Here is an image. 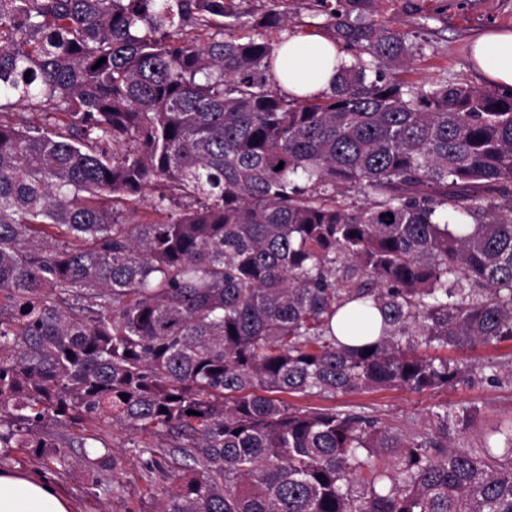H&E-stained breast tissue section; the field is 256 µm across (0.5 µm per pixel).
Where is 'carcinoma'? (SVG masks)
<instances>
[{"instance_id":"obj_1","label":"carcinoma","mask_w":512,"mask_h":512,"mask_svg":"<svg viewBox=\"0 0 512 512\" xmlns=\"http://www.w3.org/2000/svg\"><path fill=\"white\" fill-rule=\"evenodd\" d=\"M312 2L353 57L298 99L235 0H0V447L60 470L34 423L164 431L157 512H512V421L465 447L464 407L288 404L436 390L471 370L435 350L512 341V93L405 82L376 0ZM346 306L375 340L339 341Z\"/></svg>"}]
</instances>
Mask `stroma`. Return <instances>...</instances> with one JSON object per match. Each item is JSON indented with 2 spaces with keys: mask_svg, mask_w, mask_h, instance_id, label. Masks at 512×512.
<instances>
[{
  "mask_svg": "<svg viewBox=\"0 0 512 512\" xmlns=\"http://www.w3.org/2000/svg\"><path fill=\"white\" fill-rule=\"evenodd\" d=\"M422 13L431 16L423 21L420 15L406 9V0H377L380 14L392 18L397 29L408 33L416 49V60L403 78L409 82L421 80L448 81L472 87H482L483 81L473 68L470 44L474 38L493 29H512V0H417ZM281 10L288 13V27L266 32L252 25L237 27L241 36L267 38L279 42L287 34L307 30H322L327 16L311 8L309 0H282ZM448 358L471 366L470 382L445 389L414 393L386 389L353 396H338L330 404L336 407L362 405L376 412L389 426L401 428L410 419L427 420L434 406L445 403L449 408H473L475 418L464 437L466 444L478 443L499 422L512 418V380L485 381L482 365L491 361L512 360V342L482 345L464 349L448 348ZM291 405L325 407L319 398H291ZM40 437L55 442L87 434L97 435L111 448L118 464L110 473L93 469L79 447L69 451L70 465L66 469L45 471L42 451L38 448H1L0 470L45 472L73 505L74 512H156L157 502L171 480L165 474L148 473L141 452L143 446L165 449L168 443L161 435L135 434L112 426H78L68 422H45L39 427Z\"/></svg>",
  "mask_w": 512,
  "mask_h": 512,
  "instance_id": "obj_1",
  "label": "stroma"
}]
</instances>
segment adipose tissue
Returning <instances> with one entry per match:
<instances>
[{
    "label": "adipose tissue",
    "mask_w": 512,
    "mask_h": 512,
    "mask_svg": "<svg viewBox=\"0 0 512 512\" xmlns=\"http://www.w3.org/2000/svg\"><path fill=\"white\" fill-rule=\"evenodd\" d=\"M473 59L487 87L512 88V30L480 37ZM344 56L323 33L289 36L278 50L275 77L289 96L303 98L331 85ZM0 512H73L55 486L29 473L0 471Z\"/></svg>",
    "instance_id": "obj_1"
}]
</instances>
